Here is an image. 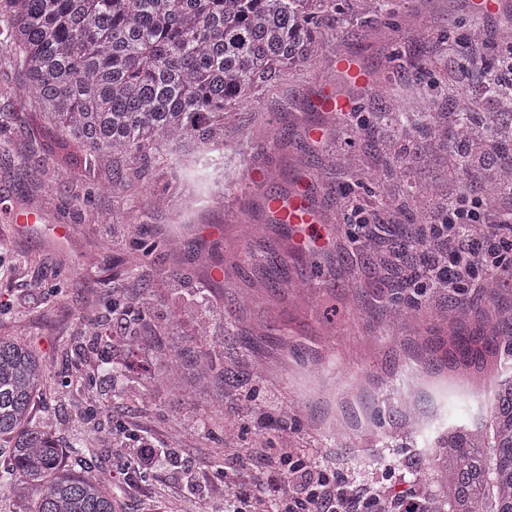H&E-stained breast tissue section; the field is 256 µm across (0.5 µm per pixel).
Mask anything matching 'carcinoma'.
<instances>
[{"mask_svg":"<svg viewBox=\"0 0 512 512\" xmlns=\"http://www.w3.org/2000/svg\"><path fill=\"white\" fill-rule=\"evenodd\" d=\"M380 19L397 15V0H370ZM353 0H0V48L19 56L25 80L13 95L32 97L44 117L82 152L74 168L91 180L112 173V192L142 195L154 207L169 199L154 189L160 159L170 155L178 172L203 155L224 153V128L259 88H270L288 70L312 64L328 47L336 26L351 20ZM476 44L482 58L464 54L459 67L476 78L483 100L495 106L482 112L473 99L447 92L448 107H422L412 99L402 112H372L356 124L376 123L402 142L375 182V193L396 206L388 219L352 205L353 224H424L429 216L448 215V194L436 188V165L452 170L458 191L493 206L512 190V81L503 76L512 59V15L497 38L479 25L455 37ZM360 246L385 248L384 262L431 242L407 238L392 242L370 230ZM171 241H153L131 253L139 267ZM391 311L408 307L403 283L382 280ZM112 320L131 345L156 336L169 344L159 353L152 377L170 390L189 387L217 392L224 401V359L199 353L179 333L180 313L158 322L146 293L129 292L112 307ZM481 342L492 357L512 346V334L453 335L457 347ZM440 372L466 381L482 374L489 362L457 361L443 350L442 337L426 340ZM47 364L19 334H0V477L8 481L24 512H118L117 494L92 470L70 472L64 455L76 458L83 446L58 447L57 423L46 414L30 422ZM437 491L425 493L421 512H512V375L497 381L495 400L483 427H453L431 445Z\"/></svg>","mask_w":512,"mask_h":512,"instance_id":"obj_1","label":"carcinoma"}]
</instances>
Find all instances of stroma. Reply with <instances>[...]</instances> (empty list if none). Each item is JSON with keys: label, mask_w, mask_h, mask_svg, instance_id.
<instances>
[{"label": "stroma", "mask_w": 512, "mask_h": 512, "mask_svg": "<svg viewBox=\"0 0 512 512\" xmlns=\"http://www.w3.org/2000/svg\"><path fill=\"white\" fill-rule=\"evenodd\" d=\"M475 14L471 0H406L394 26L354 23L337 30L308 69L284 75L258 92L224 132V164L236 181L223 197L210 194L204 169L183 211L142 209L141 228L96 223L117 202L110 177L73 179L56 140L41 128L34 100L17 102L23 75L14 53L0 50V334L18 332L48 366L35 417L52 413L61 445L90 441L96 476L120 492V512H224V476L236 473L244 493L253 479L278 484L267 456L292 455L319 464L351 485L402 501L415 498L430 465L437 433L477 425L495 395L492 380L463 386L432 373L420 354L425 336L453 329L487 330L495 310L512 309V274L494 269V287L408 286L412 304L390 311L375 254L358 247L363 231L347 223V198L313 176L323 150L381 172L393 151L377 128H353L342 116L313 110L327 83L366 111L389 108L386 98L344 82L333 59H358L373 82L391 78L403 95H431L405 68L428 56L433 42L478 21L495 35L512 0ZM286 137L274 146L273 134ZM305 190L312 224L280 223L268 195ZM35 211V225L18 215ZM56 224L74 225L58 240ZM176 241L147 266L128 262L134 231ZM174 278H166V271ZM149 279L157 311L181 310V333L197 351L222 355L224 424L207 420L205 397L172 393L149 376L156 349L131 350L120 334L100 342L90 315L105 314L112 286ZM210 334L194 338L197 319ZM128 368L123 382L141 398H114L106 364ZM98 374L84 390L69 373ZM143 426L166 451L153 471L129 467L131 430Z\"/></svg>", "instance_id": "stroma-1"}]
</instances>
